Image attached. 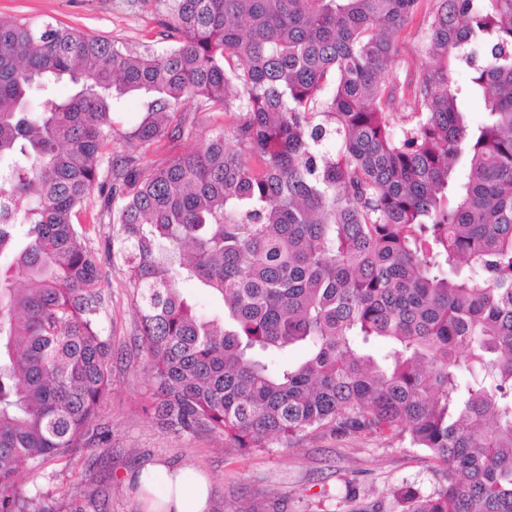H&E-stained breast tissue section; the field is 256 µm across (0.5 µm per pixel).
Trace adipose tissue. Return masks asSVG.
<instances>
[{
    "label": "adipose tissue",
    "instance_id": "adipose-tissue-1",
    "mask_svg": "<svg viewBox=\"0 0 512 512\" xmlns=\"http://www.w3.org/2000/svg\"><path fill=\"white\" fill-rule=\"evenodd\" d=\"M185 471L161 462L146 464L136 476L141 489L160 484L166 489L162 501L145 499L146 512H205L208 505L209 487L205 478L189 482Z\"/></svg>",
    "mask_w": 512,
    "mask_h": 512
}]
</instances>
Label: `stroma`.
Wrapping results in <instances>:
<instances>
[{
    "label": "stroma",
    "mask_w": 512,
    "mask_h": 512,
    "mask_svg": "<svg viewBox=\"0 0 512 512\" xmlns=\"http://www.w3.org/2000/svg\"><path fill=\"white\" fill-rule=\"evenodd\" d=\"M433 0H422L418 13L396 36L400 76L413 80L426 58V28ZM0 13L35 20H58L89 34L137 48L156 28L158 16L142 0H0ZM148 100L124 98L116 117L120 151L160 159L188 148L185 140L169 139L150 148L125 141L143 117ZM103 286L112 294L105 327L112 336V393L100 417L112 432L110 512H145L132 476L146 463L162 461L204 476L209 483L210 512H395V493H431L442 483L427 452L407 442L371 436L340 438L314 432L295 448L240 450L229 448L215 434L181 436L162 428L141 410L151 376L139 351L140 327L132 302L129 274L121 263H103ZM92 461L83 452L72 469L45 468L40 474L20 471L17 485L54 492L84 489Z\"/></svg>",
    "instance_id": "35a3bbf8"
}]
</instances>
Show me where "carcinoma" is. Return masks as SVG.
<instances>
[{
  "label": "carcinoma",
  "instance_id": "1",
  "mask_svg": "<svg viewBox=\"0 0 512 512\" xmlns=\"http://www.w3.org/2000/svg\"><path fill=\"white\" fill-rule=\"evenodd\" d=\"M142 2L169 47L0 16V512H108L102 480H15L109 452L104 257L130 273L163 427L241 450L401 438L447 468L399 512H512V0H434L410 83L392 35L421 0ZM129 94L151 100L128 138L193 145L114 150ZM190 101L231 125L197 139ZM98 210L96 197H91L86 203V207L81 215L83 224H89L88 243L92 248L104 252V244L108 238H112V225L97 224L96 213ZM93 460L90 451H84L77 458L74 466L70 470L60 472L62 465H50L45 468L41 474H32L27 470H22L17 476V486L24 492H28L33 484H37L45 491L55 494L57 489L61 487L63 490L79 491L86 487V479L89 475V464ZM57 473V476L51 477Z\"/></svg>",
  "mask_w": 512,
  "mask_h": 512
}]
</instances>
